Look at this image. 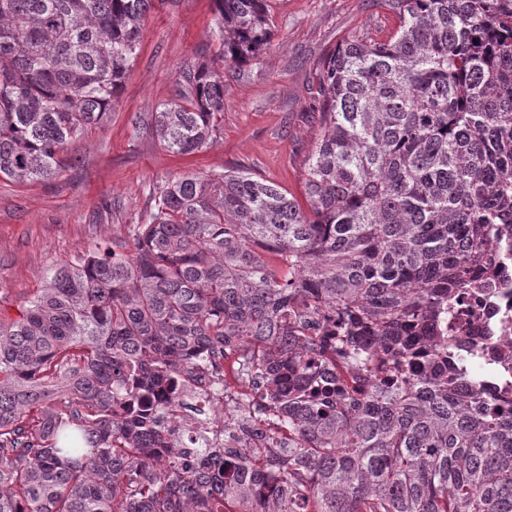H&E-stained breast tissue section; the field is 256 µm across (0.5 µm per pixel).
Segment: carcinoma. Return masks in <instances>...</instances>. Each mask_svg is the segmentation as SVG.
<instances>
[{"mask_svg": "<svg viewBox=\"0 0 512 512\" xmlns=\"http://www.w3.org/2000/svg\"><path fill=\"white\" fill-rule=\"evenodd\" d=\"M153 2L0 0V179L59 174ZM214 2L215 55L152 116L176 154L221 129L216 62L273 38L269 0ZM375 2L395 30L317 64L307 207L248 171L179 175L0 313V512H512V411L461 385L442 333L512 218V0ZM215 343L265 400L197 469L196 448L157 452L152 396Z\"/></svg>", "mask_w": 512, "mask_h": 512, "instance_id": "1", "label": "carcinoma"}]
</instances>
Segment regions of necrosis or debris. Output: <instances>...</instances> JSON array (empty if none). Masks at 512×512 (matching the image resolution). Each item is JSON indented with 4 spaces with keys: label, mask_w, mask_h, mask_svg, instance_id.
<instances>
[{
    "label": "necrosis or debris",
    "mask_w": 512,
    "mask_h": 512,
    "mask_svg": "<svg viewBox=\"0 0 512 512\" xmlns=\"http://www.w3.org/2000/svg\"><path fill=\"white\" fill-rule=\"evenodd\" d=\"M488 254L471 286L452 297L444 331L462 355L463 373L511 406L512 224L494 225ZM224 366L222 350H214L191 364L176 390L155 391L154 406L168 411L167 448L223 447L224 407L240 398L225 387Z\"/></svg>",
    "instance_id": "1"
}]
</instances>
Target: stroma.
Segmentation results:
<instances>
[{"label":"stroma","instance_id":"stroma-1","mask_svg":"<svg viewBox=\"0 0 512 512\" xmlns=\"http://www.w3.org/2000/svg\"><path fill=\"white\" fill-rule=\"evenodd\" d=\"M270 49L224 72V127L202 150L176 155L151 134L176 98L179 69L214 44L213 0H155L139 53L108 121L68 150L45 182L0 180V309L16 313L69 265L143 223L173 177L244 168L303 199L304 162L318 135L316 63L347 32L387 37L394 16L372 0H270Z\"/></svg>","mask_w":512,"mask_h":512}]
</instances>
